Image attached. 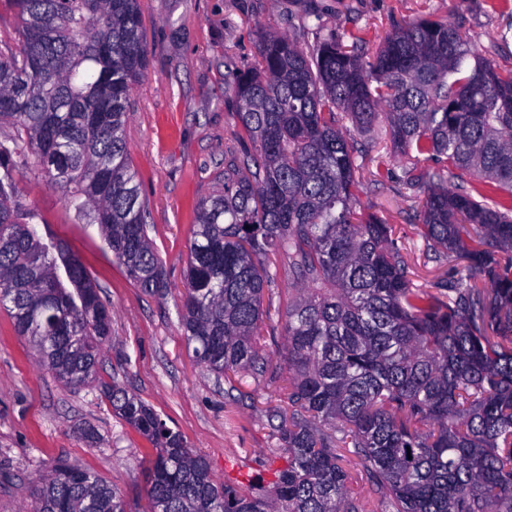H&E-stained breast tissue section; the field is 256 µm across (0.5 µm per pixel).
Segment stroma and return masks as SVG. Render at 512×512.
I'll use <instances>...</instances> for the list:
<instances>
[{
	"label": "stroma",
	"mask_w": 512,
	"mask_h": 512,
	"mask_svg": "<svg viewBox=\"0 0 512 512\" xmlns=\"http://www.w3.org/2000/svg\"><path fill=\"white\" fill-rule=\"evenodd\" d=\"M141 7L147 62L130 97L125 140L168 288L144 293L115 261L98 225L79 221L37 170L24 172L26 202L43 219L40 234L87 267L112 314V335L98 381L75 388L40 363L0 310V512H32L33 478L60 459L118 488L126 512H144L145 461L154 449L113 412L101 391L105 382L149 405L205 456L218 481L246 474L269 481L283 466L279 400L263 379L217 378L194 358L179 324L197 205L221 188L225 156L242 149L224 79L254 57L261 23L273 22L309 47L319 20L338 35L363 36L372 49L400 23L441 20L466 32L499 71H512V0H141ZM339 125L361 150L362 207L394 225L416 284H432L448 263L422 235V195L400 183L403 160L384 124L356 129L344 118ZM381 155L389 156L391 175L374 185L369 177Z\"/></svg>",
	"instance_id": "1"
}]
</instances>
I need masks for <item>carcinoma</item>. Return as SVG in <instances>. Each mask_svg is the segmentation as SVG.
<instances>
[{
    "label": "carcinoma",
    "instance_id": "1",
    "mask_svg": "<svg viewBox=\"0 0 512 512\" xmlns=\"http://www.w3.org/2000/svg\"><path fill=\"white\" fill-rule=\"evenodd\" d=\"M0 13V307L58 379L97 380L109 310L81 260L44 239L23 202L38 167L65 206L99 225L143 292L162 263L124 138L147 49L140 0H5ZM303 48L266 25L231 74L238 138L191 232L181 326L227 380L263 376V297L288 268L285 464L271 489L221 483L152 408L101 383L113 411L156 449L149 512H359L354 456L385 512H512V72L446 22L416 20L365 62L362 38ZM386 123L424 191L425 238L450 267L414 284L393 228L361 208L353 147L338 127ZM435 164L422 169L418 161ZM467 175L508 196L448 186ZM34 512H125L94 473L58 462L35 480Z\"/></svg>",
    "mask_w": 512,
    "mask_h": 512
}]
</instances>
